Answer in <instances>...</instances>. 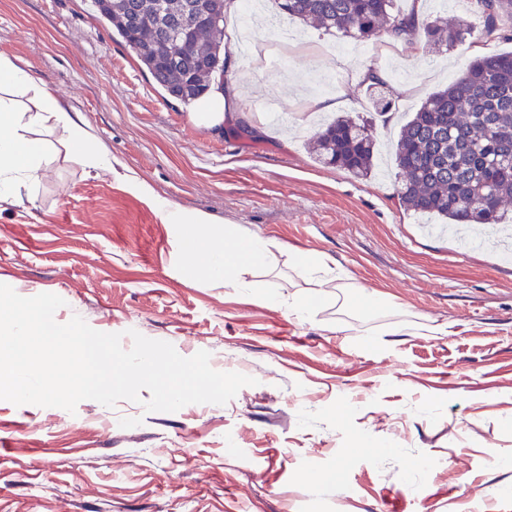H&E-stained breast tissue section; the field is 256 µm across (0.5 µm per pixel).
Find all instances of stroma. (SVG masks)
<instances>
[{"label":"stroma","instance_id":"35a3bbf8","mask_svg":"<svg viewBox=\"0 0 512 512\" xmlns=\"http://www.w3.org/2000/svg\"><path fill=\"white\" fill-rule=\"evenodd\" d=\"M277 52L231 49L246 71L240 106L197 123L169 98L91 0H0V53L78 112L115 177L51 163L36 188L0 205V283L64 299L61 322L128 330L210 354L218 371L256 378L228 403L147 412L141 402L75 412L0 400V512H379L396 491L407 512H512V248L490 225L429 233L396 196L400 126L472 60L470 44L415 55L387 35L334 52L340 34L295 21ZM414 91L387 117L358 82L378 60ZM353 84L335 111L311 112L317 77ZM368 117L378 166L367 179L318 162L308 145L334 116ZM249 118L258 143L227 137ZM145 180L171 204L270 240L271 267L250 288L212 286L185 263L180 230L127 191ZM341 273L305 317L297 253ZM377 294L369 308L360 299Z\"/></svg>","mask_w":512,"mask_h":512}]
</instances>
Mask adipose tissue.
Masks as SVG:
<instances>
[{
	"mask_svg": "<svg viewBox=\"0 0 512 512\" xmlns=\"http://www.w3.org/2000/svg\"><path fill=\"white\" fill-rule=\"evenodd\" d=\"M60 159L76 161L92 177L113 173L111 158L96 147L77 114L13 57L0 54V204L17 201L20 186L36 187L45 168ZM124 182L165 223L179 225L184 257L205 281L245 288L251 269L270 265L272 242L242 232L236 246H229L223 232L211 228L209 215L160 199L137 177L125 176Z\"/></svg>",
	"mask_w": 512,
	"mask_h": 512,
	"instance_id": "obj_1",
	"label": "adipose tissue"
}]
</instances>
